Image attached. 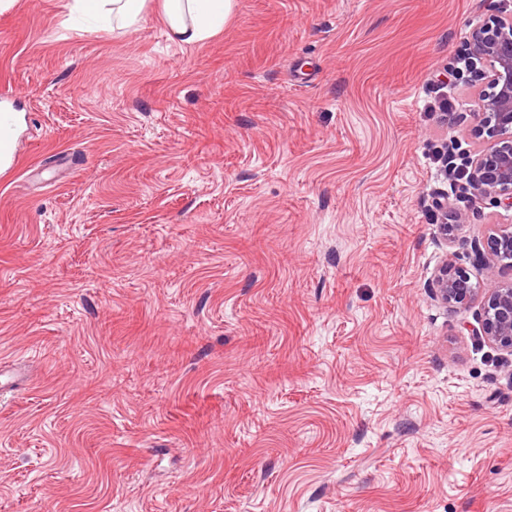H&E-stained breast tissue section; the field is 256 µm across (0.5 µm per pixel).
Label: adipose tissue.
Wrapping results in <instances>:
<instances>
[{
    "label": "adipose tissue",
    "instance_id": "1",
    "mask_svg": "<svg viewBox=\"0 0 512 512\" xmlns=\"http://www.w3.org/2000/svg\"><path fill=\"white\" fill-rule=\"evenodd\" d=\"M149 0H72L71 14L112 31H130ZM235 0H160L159 7L172 41L196 44L210 40L230 19Z\"/></svg>",
    "mask_w": 512,
    "mask_h": 512
}]
</instances>
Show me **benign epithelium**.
I'll use <instances>...</instances> for the list:
<instances>
[{
    "label": "benign epithelium",
    "mask_w": 512,
    "mask_h": 512,
    "mask_svg": "<svg viewBox=\"0 0 512 512\" xmlns=\"http://www.w3.org/2000/svg\"><path fill=\"white\" fill-rule=\"evenodd\" d=\"M467 55L479 65L478 75L487 90L478 111L471 113L475 131L486 138L483 150L471 161L468 190L476 199L512 210V13L493 18L471 33ZM465 222L453 213V223L436 225L443 240L452 239ZM491 259L512 269V224H495L486 240ZM482 294L479 335L502 351L512 354V281H491L473 287L465 270L443 262L434 276V297L452 311L466 308Z\"/></svg>",
    "instance_id": "7a95c632"
}]
</instances>
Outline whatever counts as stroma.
Segmentation results:
<instances>
[{"mask_svg":"<svg viewBox=\"0 0 512 512\" xmlns=\"http://www.w3.org/2000/svg\"><path fill=\"white\" fill-rule=\"evenodd\" d=\"M68 4L0 10V512H512V354L432 291L512 280L433 161L483 147L452 62L512 0H237L194 45Z\"/></svg>","mask_w":512,"mask_h":512,"instance_id":"obj_1","label":"stroma"}]
</instances>
